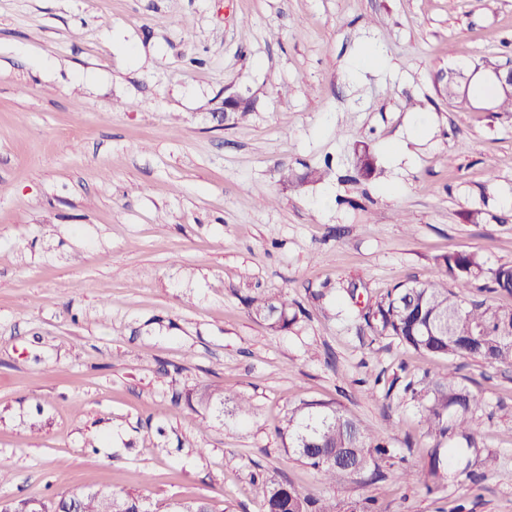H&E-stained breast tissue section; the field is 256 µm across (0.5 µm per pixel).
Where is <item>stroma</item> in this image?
<instances>
[{
	"mask_svg": "<svg viewBox=\"0 0 512 512\" xmlns=\"http://www.w3.org/2000/svg\"><path fill=\"white\" fill-rule=\"evenodd\" d=\"M509 60L512 0H0V504L262 512L260 476L344 510L512 512V367L360 332L347 293L459 251L512 263V112L484 93ZM238 95L251 112L219 122ZM257 294L296 324L272 330ZM451 372L482 400L479 489L331 487L277 434L329 401L425 470L404 387ZM246 305L251 312L269 322L275 330H287L296 322V315H288V299L284 295L275 297H248ZM95 494L61 497L58 500L42 501V504L46 510L45 512H55V509L64 506L66 503H70V501L76 509L75 512H108L105 503L98 497L101 496L110 502L111 512H139L141 499L138 496L130 494L112 495L101 492H96Z\"/></svg>",
	"mask_w": 512,
	"mask_h": 512,
	"instance_id": "1",
	"label": "stroma"
}]
</instances>
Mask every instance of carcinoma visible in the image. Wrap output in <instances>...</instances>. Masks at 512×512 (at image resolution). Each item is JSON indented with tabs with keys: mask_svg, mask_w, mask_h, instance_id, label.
Instances as JSON below:
<instances>
[{
	"mask_svg": "<svg viewBox=\"0 0 512 512\" xmlns=\"http://www.w3.org/2000/svg\"><path fill=\"white\" fill-rule=\"evenodd\" d=\"M444 269L426 282L399 285L364 314L366 327L380 336H393L401 344L433 357L466 356L489 364L512 366V307L467 302L475 289L487 288L512 294V264L488 267L476 252L460 251L439 259ZM251 312L275 330L296 322L288 315V299L249 297ZM412 394L431 436L442 440L459 436L468 449L480 455L472 416L481 407L478 397L455 377L430 378L420 389L405 386ZM288 452L317 470L328 485L353 476L369 483L385 479L393 467L391 449L363 432L340 408L319 401H303L295 407L284 428L278 430ZM453 453L430 451L428 477L403 468L399 477L425 484L448 480ZM263 512H340L331 496L306 494L296 487L272 480H254ZM76 512H138L141 499L130 494L112 495V509L95 494L62 497L44 503L46 512L66 503Z\"/></svg>",
	"mask_w": 512,
	"mask_h": 512,
	"instance_id": "1",
	"label": "carcinoma"
}]
</instances>
